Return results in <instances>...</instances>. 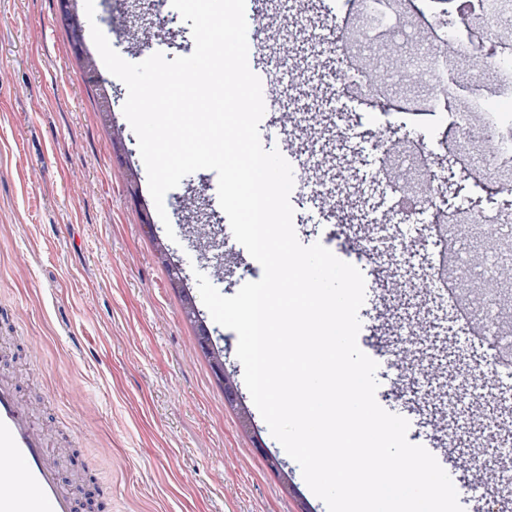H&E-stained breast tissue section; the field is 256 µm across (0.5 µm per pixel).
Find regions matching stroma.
I'll return each instance as SVG.
<instances>
[{
    "mask_svg": "<svg viewBox=\"0 0 512 512\" xmlns=\"http://www.w3.org/2000/svg\"><path fill=\"white\" fill-rule=\"evenodd\" d=\"M408 8L419 35L473 27L487 52L512 54V26L497 18L437 13L434 0ZM74 38L60 0H0V374L20 378L62 472L78 493L77 512H328L300 466L272 436L254 405L236 356L238 337L198 296L196 273L223 264L221 294L259 280L262 268L238 243L217 194L215 171H196L165 196L160 219L137 137L123 114L126 85L105 67L92 40L99 26L126 61L156 52L185 56L195 43L176 10L148 0H94ZM335 0H248L263 24L252 71L270 81L274 104L259 127L268 149L311 165L292 203L301 244L321 243L363 273L360 349L377 362L378 404L407 415L411 443L446 453L464 512H494V486L512 435V377L488 381L480 368L485 322L475 308L501 294L465 291L449 304L430 287L440 250L427 213L409 236L386 220L402 181L375 143L414 146L433 187L455 177L472 186L448 150L445 112H379L368 96L342 92L343 65L319 45L335 29ZM453 95H482V109L511 108L498 73L476 60L448 65ZM447 278L468 268L512 263V240L490 237L460 250ZM178 267L180 281L169 276ZM237 388L229 404L199 326ZM485 462L474 468L472 456Z\"/></svg>",
    "mask_w": 512,
    "mask_h": 512,
    "instance_id": "35a3bbf8",
    "label": "stroma"
}]
</instances>
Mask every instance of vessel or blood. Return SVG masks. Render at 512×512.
I'll list each match as a JSON object with an SVG mask.
<instances>
[{"label": "vessel or blood", "mask_w": 512, "mask_h": 512, "mask_svg": "<svg viewBox=\"0 0 512 512\" xmlns=\"http://www.w3.org/2000/svg\"><path fill=\"white\" fill-rule=\"evenodd\" d=\"M0 512H74L62 473L17 385L0 378Z\"/></svg>", "instance_id": "1"}]
</instances>
